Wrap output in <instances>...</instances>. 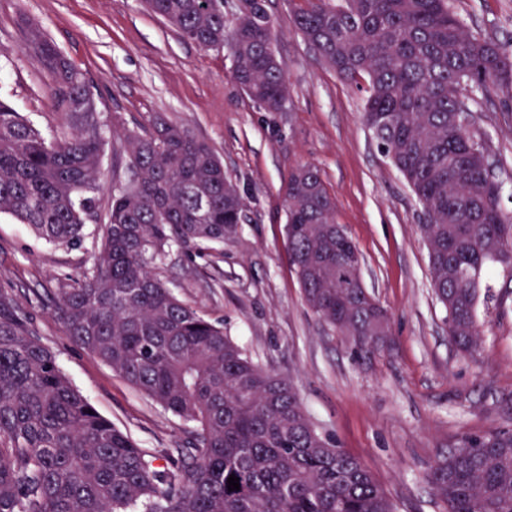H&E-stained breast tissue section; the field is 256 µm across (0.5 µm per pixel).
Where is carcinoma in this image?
<instances>
[{"label": "carcinoma", "instance_id": "obj_1", "mask_svg": "<svg viewBox=\"0 0 512 512\" xmlns=\"http://www.w3.org/2000/svg\"><path fill=\"white\" fill-rule=\"evenodd\" d=\"M294 25L345 80L365 82L363 117L421 206L431 284L459 354L481 348L475 269H512V212L472 112L512 87V51L470 31L451 0H305ZM203 50L229 44L234 78L267 112L287 86L265 0L227 30L201 0H146ZM30 43L72 131L48 140L0 100V214L58 247L82 243L101 187L102 126L91 85L39 32ZM288 253L314 313L363 355L389 318L362 258L336 237L318 168L285 198ZM245 202L205 141L163 119L112 132V196L94 265L58 283L69 336L164 410L196 424L175 469L153 465L60 371L29 314L0 289V512H396L367 467L313 427L291 383L251 361L219 324L152 271L174 247L236 237ZM240 489L228 490L230 475ZM427 482L446 512H512V430L465 435Z\"/></svg>", "mask_w": 512, "mask_h": 512}]
</instances>
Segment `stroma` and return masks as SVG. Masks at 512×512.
Here are the masks:
<instances>
[{"mask_svg": "<svg viewBox=\"0 0 512 512\" xmlns=\"http://www.w3.org/2000/svg\"><path fill=\"white\" fill-rule=\"evenodd\" d=\"M303 0H266L288 85L268 112L232 77L229 48L204 51L147 10L144 0H0V99L46 138L68 133L51 77L29 41L38 31L89 79L104 138L112 118L137 128L160 117L205 140L237 185L247 220L223 246L173 249L156 267L174 295L255 363L287 376L314 427L358 457L397 512H444L425 480L466 435L512 429V275L494 269L495 305L480 309L482 347L461 356L435 297L421 207L363 119L361 85L342 80L294 26ZM471 31L512 37V0H454ZM494 94L475 114L498 178L512 187V111ZM317 166L336 221L363 256L362 274L390 318V346L368 359L317 317L290 262L284 197L299 165ZM56 247L0 217V289L26 302L63 375L157 467L193 438L165 411L74 344L50 297L92 268L102 230Z\"/></svg>", "mask_w": 512, "mask_h": 512, "instance_id": "35a3bbf8", "label": "stroma"}]
</instances>
